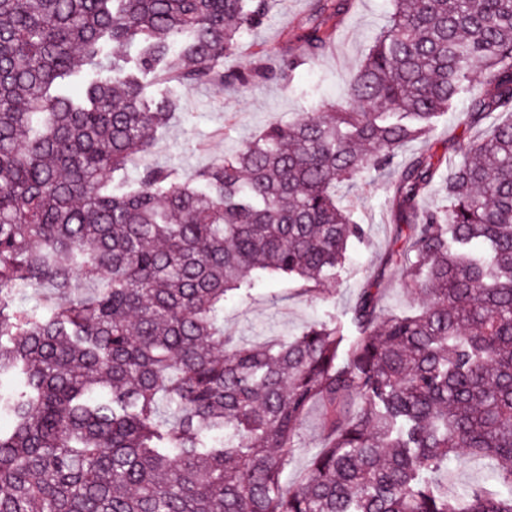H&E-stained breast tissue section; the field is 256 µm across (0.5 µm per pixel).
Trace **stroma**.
<instances>
[{"label": "stroma", "instance_id": "stroma-1", "mask_svg": "<svg viewBox=\"0 0 512 512\" xmlns=\"http://www.w3.org/2000/svg\"><path fill=\"white\" fill-rule=\"evenodd\" d=\"M311 0H273L263 24L246 33L238 48L224 60L228 70L249 71L259 48L269 49L266 65L274 73L282 62L271 49L289 26L307 18ZM390 0H354L351 15L339 26L326 51L304 62L290 83L277 78H258L243 90L229 83L214 82L193 89L162 79L159 74L144 76L145 95L150 99L170 98L178 106L170 122L155 134L154 146L143 159H135L114 179L134 183L143 164L176 166L182 181L197 174L235 151L272 122L289 123L305 112L326 111L355 76L368 52L374 34L385 25ZM465 103L448 110L435 129L423 139L408 143L399 161L423 152L456 154L460 147L485 134L486 125H471L464 119ZM392 175L373 176L356 185L336 188V201L365 234L349 242L344 262L328 271L319 287L303 290L298 282L268 279L224 303V331L242 346H251L274 337L300 335L308 326L324 321L341 324L345 335H355L351 311L361 288L373 279L382 286L381 307L387 313H414L420 301L396 277H380L382 263L395 247L390 216ZM324 443L322 412L312 405L303 421L298 446L285 469L283 480L293 485L308 470ZM494 463L487 458L448 461L441 475L448 492L467 496L478 487H496Z\"/></svg>", "mask_w": 512, "mask_h": 512}]
</instances>
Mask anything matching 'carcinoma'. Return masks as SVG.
Here are the masks:
<instances>
[{"instance_id":"obj_1","label":"carcinoma","mask_w":512,"mask_h":512,"mask_svg":"<svg viewBox=\"0 0 512 512\" xmlns=\"http://www.w3.org/2000/svg\"><path fill=\"white\" fill-rule=\"evenodd\" d=\"M385 26L331 111L269 123L181 181L145 165L185 87L224 71L271 0H0V512H512L487 489L448 498L435 476L461 452L512 486V119L449 162L397 171L391 206L414 314L353 307L357 334L318 323L241 347L224 298L293 277L307 290L365 230L336 185L387 171L478 76L467 121L512 111V0H391ZM350 0H316L289 32L319 57ZM444 209L421 195L441 169ZM31 288L54 300L14 308ZM325 443L292 486L282 474L308 407Z\"/></svg>"}]
</instances>
